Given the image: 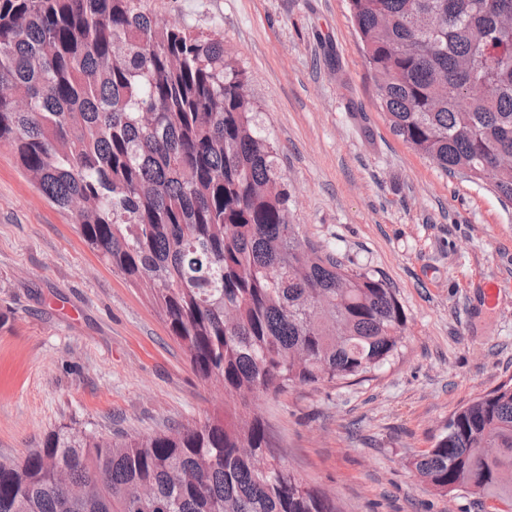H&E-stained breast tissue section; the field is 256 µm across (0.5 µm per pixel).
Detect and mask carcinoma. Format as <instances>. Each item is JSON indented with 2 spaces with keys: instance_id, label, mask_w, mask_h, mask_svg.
<instances>
[{
  "instance_id": "carcinoma-1",
  "label": "carcinoma",
  "mask_w": 512,
  "mask_h": 512,
  "mask_svg": "<svg viewBox=\"0 0 512 512\" xmlns=\"http://www.w3.org/2000/svg\"><path fill=\"white\" fill-rule=\"evenodd\" d=\"M350 9L392 133L512 204V0ZM246 90L224 38L144 0H0V146L224 388V408L162 433L64 424L0 457V512H339L273 454L249 400L380 369L407 316L385 280L303 242ZM414 466L437 493L512 507V383L453 413Z\"/></svg>"
}]
</instances>
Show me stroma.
<instances>
[{"label": "stroma", "instance_id": "35a3bbf8", "mask_svg": "<svg viewBox=\"0 0 512 512\" xmlns=\"http://www.w3.org/2000/svg\"><path fill=\"white\" fill-rule=\"evenodd\" d=\"M147 3L166 23L223 37L303 239L383 278L407 316L399 355L369 377L256 398L277 455L340 512H488L429 490L413 461L452 413L512 381V206L392 133L349 0ZM487 281L501 289L491 308ZM223 404L144 290L0 149V455L23 457L62 424L148 435Z\"/></svg>", "mask_w": 512, "mask_h": 512}]
</instances>
